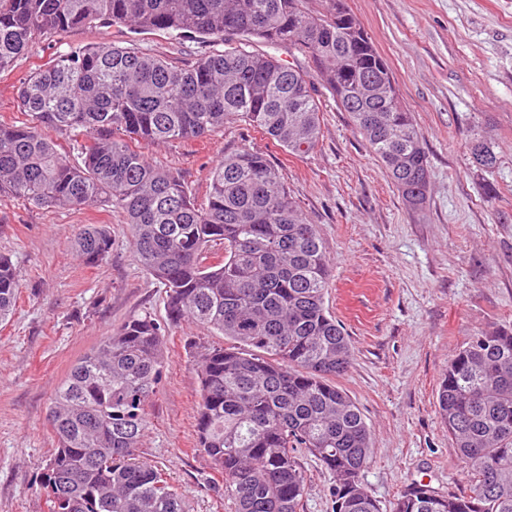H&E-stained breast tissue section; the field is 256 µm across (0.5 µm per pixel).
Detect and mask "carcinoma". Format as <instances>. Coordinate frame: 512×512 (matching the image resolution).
<instances>
[{
  "label": "carcinoma",
  "instance_id": "cac0c4a2",
  "mask_svg": "<svg viewBox=\"0 0 512 512\" xmlns=\"http://www.w3.org/2000/svg\"><path fill=\"white\" fill-rule=\"evenodd\" d=\"M0 0V73L36 36L78 27H124L199 39L214 49L179 65L131 44L71 47L20 80L22 125L0 121V195L41 208L121 209L145 271L166 294L167 326L145 315L121 324L70 369L48 420L57 448L44 467L63 502L49 512H185L176 488L140 452L147 405L161 382L166 327L215 331L230 345L203 347L197 446L222 474L235 512H301L303 453L333 477V512H380L365 490L372 439L334 380L353 360L325 305L330 261L285 175L264 153L239 149L210 171L199 205L177 172L143 146L195 140L242 122L291 155L321 135L320 89L349 113L413 211L425 208L431 170L393 72L346 0ZM308 59L307 70L262 50ZM73 138L80 162L46 131ZM495 169L494 146L470 142ZM90 266L112 249L109 230L72 226ZM224 248L214 261L210 250ZM20 273L0 255V324L16 304ZM438 408L469 484L450 496L425 484L392 512H512V329H483L448 363Z\"/></svg>",
  "mask_w": 512,
  "mask_h": 512
}]
</instances>
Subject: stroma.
<instances>
[{
    "label": "stroma",
    "mask_w": 512,
    "mask_h": 512,
    "mask_svg": "<svg viewBox=\"0 0 512 512\" xmlns=\"http://www.w3.org/2000/svg\"><path fill=\"white\" fill-rule=\"evenodd\" d=\"M387 59L414 115L432 180L423 211L410 210L348 113L323 94L319 144L293 156L230 123L192 141L149 145L148 160L179 172L205 202L213 165L225 153L266 152L309 223L318 226L333 276L325 303L345 328L353 361L337 385L372 434L362 475L381 512L412 483L468 494L459 454L437 406L439 382L469 336L512 326V0H347ZM188 64L211 43L124 28H74L37 37L0 74V120L25 122L20 80L68 47L129 39ZM491 142L493 171L473 161V139ZM73 224H105L110 256L83 264ZM0 254L21 275L11 319L0 325V512H48L43 466L56 441L50 400L79 358L124 321H165L163 288L138 263L131 229L111 204L76 211L0 196ZM222 338L184 323L163 344L167 366L147 413L140 451L181 494L186 512H234L221 475L197 446L200 387L194 345ZM302 512H332L331 473L313 456Z\"/></svg>",
    "instance_id": "35a3bbf8"
}]
</instances>
